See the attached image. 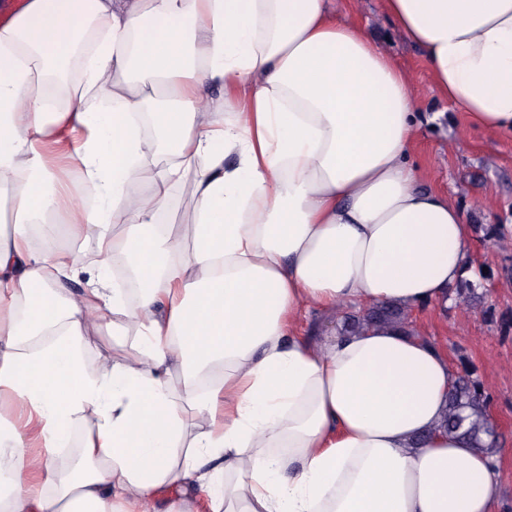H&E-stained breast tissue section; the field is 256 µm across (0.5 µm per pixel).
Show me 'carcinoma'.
I'll return each instance as SVG.
<instances>
[{"label": "carcinoma", "mask_w": 512, "mask_h": 512, "mask_svg": "<svg viewBox=\"0 0 512 512\" xmlns=\"http://www.w3.org/2000/svg\"><path fill=\"white\" fill-rule=\"evenodd\" d=\"M477 289L478 286L467 278L453 287L456 297L466 304L479 299ZM368 325L410 328L408 312L398 306H377L362 316L343 311L342 331L357 333ZM442 427L471 448L492 453L497 447L498 436L487 411V392L475 368L465 366L457 375Z\"/></svg>", "instance_id": "obj_1"}]
</instances>
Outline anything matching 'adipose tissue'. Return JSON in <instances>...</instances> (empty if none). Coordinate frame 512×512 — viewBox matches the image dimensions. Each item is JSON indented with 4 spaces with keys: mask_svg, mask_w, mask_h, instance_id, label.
<instances>
[{
    "mask_svg": "<svg viewBox=\"0 0 512 512\" xmlns=\"http://www.w3.org/2000/svg\"><path fill=\"white\" fill-rule=\"evenodd\" d=\"M385 11L437 97L512 135V0ZM72 65L52 105L45 84ZM421 123L406 73L334 0H28L1 25L15 220L0 234V392L26 410L0 429L4 512H501L495 456L441 427L456 379L443 348L374 326L294 334L310 308L411 311L467 275L460 205L409 162ZM60 160L93 200L45 185ZM136 179L146 192H128ZM177 185L195 220L163 233ZM63 232L98 239L77 290ZM105 324L137 344L88 369ZM79 428L67 472L29 450ZM176 486L195 494L174 507Z\"/></svg>",
    "mask_w": 512,
    "mask_h": 512,
    "instance_id": "1",
    "label": "adipose tissue"
}]
</instances>
